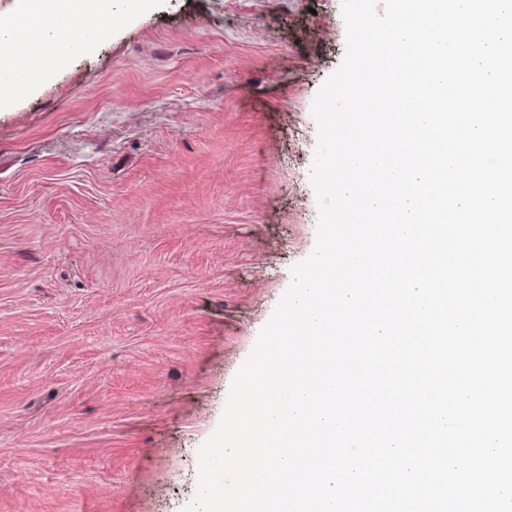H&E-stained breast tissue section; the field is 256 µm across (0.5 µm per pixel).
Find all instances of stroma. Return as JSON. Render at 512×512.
I'll return each mask as SVG.
<instances>
[{
    "label": "stroma",
    "instance_id": "stroma-1",
    "mask_svg": "<svg viewBox=\"0 0 512 512\" xmlns=\"http://www.w3.org/2000/svg\"><path fill=\"white\" fill-rule=\"evenodd\" d=\"M340 0H155L0 112V512H180L312 252Z\"/></svg>",
    "mask_w": 512,
    "mask_h": 512
}]
</instances>
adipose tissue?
<instances>
[{"label":"adipose tissue","instance_id":"ef3b65f1","mask_svg":"<svg viewBox=\"0 0 512 512\" xmlns=\"http://www.w3.org/2000/svg\"><path fill=\"white\" fill-rule=\"evenodd\" d=\"M152 0H23L0 17V108L48 81L77 53L90 52L112 27L114 10L135 17Z\"/></svg>","mask_w":512,"mask_h":512}]
</instances>
